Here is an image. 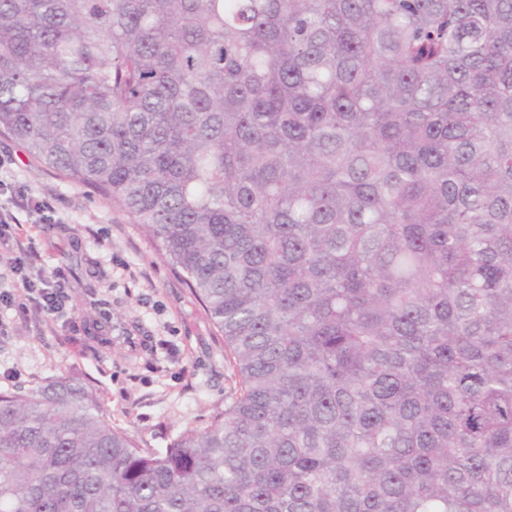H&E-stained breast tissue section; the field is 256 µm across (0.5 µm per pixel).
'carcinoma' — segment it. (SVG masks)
Wrapping results in <instances>:
<instances>
[{"instance_id": "carcinoma-1", "label": "carcinoma", "mask_w": 512, "mask_h": 512, "mask_svg": "<svg viewBox=\"0 0 512 512\" xmlns=\"http://www.w3.org/2000/svg\"><path fill=\"white\" fill-rule=\"evenodd\" d=\"M0 132L238 378L162 450L1 391L0 512H512V0H0Z\"/></svg>"}]
</instances>
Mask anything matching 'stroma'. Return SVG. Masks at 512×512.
Listing matches in <instances>:
<instances>
[{
	"mask_svg": "<svg viewBox=\"0 0 512 512\" xmlns=\"http://www.w3.org/2000/svg\"><path fill=\"white\" fill-rule=\"evenodd\" d=\"M0 205L19 219L0 255L24 247L32 281L54 276L53 319L17 295L0 319V390L64 375L93 389L113 428L163 448L207 426L235 392L224 339L169 257L118 203L61 178L0 133ZM112 314V343L89 324Z\"/></svg>",
	"mask_w": 512,
	"mask_h": 512,
	"instance_id": "35a3bbf8",
	"label": "stroma"
}]
</instances>
